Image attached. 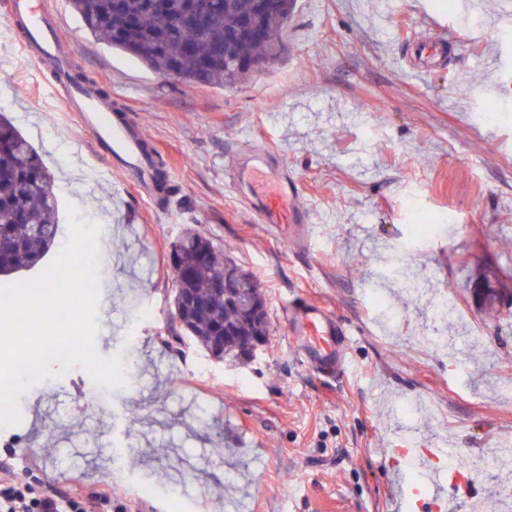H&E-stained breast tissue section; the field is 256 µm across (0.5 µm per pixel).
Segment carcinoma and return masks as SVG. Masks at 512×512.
Returning a JSON list of instances; mask_svg holds the SVG:
<instances>
[{"label": "carcinoma", "mask_w": 512, "mask_h": 512, "mask_svg": "<svg viewBox=\"0 0 512 512\" xmlns=\"http://www.w3.org/2000/svg\"><path fill=\"white\" fill-rule=\"evenodd\" d=\"M210 6V22L199 30L193 11ZM256 0H69L71 10L96 40L129 54L161 77L170 71L185 83L233 87L257 74L246 63L263 58L276 62L279 38L296 7V0H279L260 18L259 33L235 42L230 56L224 44L237 18L253 11ZM58 202L53 177L30 141L0 113V275L36 265L55 242ZM171 265L175 288H187L191 305L179 322L212 357L237 358L243 348L223 339L224 327L239 339L258 334L255 317L224 306V289L214 287L218 270L236 271V261L221 253L209 237L186 231L174 244Z\"/></svg>", "instance_id": "cac0c4a2"}]
</instances>
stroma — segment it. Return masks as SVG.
<instances>
[{
  "label": "stroma",
  "instance_id": "obj_1",
  "mask_svg": "<svg viewBox=\"0 0 512 512\" xmlns=\"http://www.w3.org/2000/svg\"><path fill=\"white\" fill-rule=\"evenodd\" d=\"M76 60L158 145L176 191L136 200L63 111L49 72L0 26V113L54 177L57 248L71 219L109 223L99 258V356L137 350L139 381L96 403L80 364L29 385L0 460L42 486L111 494L133 512H413L407 447L445 441L483 461L453 512H505L512 473V310L480 308L479 271L512 292V10L482 0L477 27L434 0H298L274 65L230 88L163 79L95 40L68 0H48ZM454 37L419 78L416 38ZM498 99L502 112L486 115ZM267 150L312 214L309 248L286 246L247 208L224 156ZM192 227L258 281L270 337L219 361L172 321L171 246ZM422 283L385 276L392 258ZM335 314L348 365L309 366L287 333L289 299ZM461 307L449 325L440 297ZM427 405L413 422L407 407Z\"/></svg>",
  "mask_w": 512,
  "mask_h": 512
}]
</instances>
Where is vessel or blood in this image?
<instances>
[{
    "mask_svg": "<svg viewBox=\"0 0 512 512\" xmlns=\"http://www.w3.org/2000/svg\"><path fill=\"white\" fill-rule=\"evenodd\" d=\"M8 27L25 25L28 35L21 48L35 64L52 63L59 78L52 86L65 111L73 114L83 131L93 141L99 154L113 161L124 181L142 198H149L154 178L145 151L146 138L139 128L129 125L123 116L112 113L94 87L78 85L70 78L69 63L75 55L73 44L62 34L57 13L46 11L38 0H11V15L4 20ZM238 180L252 183L260 173L272 174L276 190L252 198L251 209L258 223L272 225L278 236L294 246L306 245L310 239L311 214L296 208L299 192L285 166L273 165L268 154L253 151L249 162L232 156L226 162ZM288 334L312 366L337 371L345 362V335L324 307L314 301L295 299L288 305Z\"/></svg>",
    "mask_w": 512,
    "mask_h": 512,
    "instance_id": "obj_1",
    "label": "vessel or blood"
}]
</instances>
